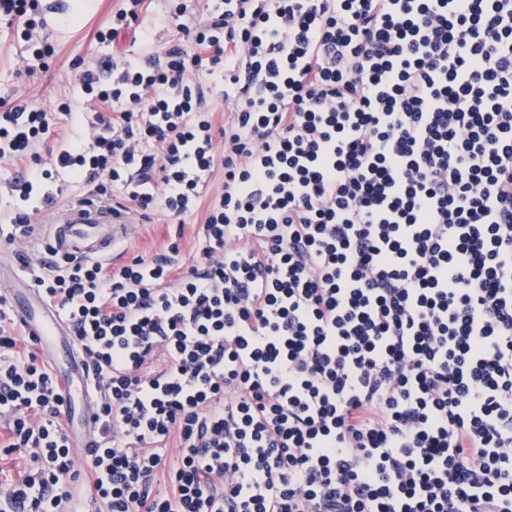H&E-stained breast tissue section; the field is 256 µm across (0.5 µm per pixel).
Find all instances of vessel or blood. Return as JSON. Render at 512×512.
I'll list each match as a JSON object with an SVG mask.
<instances>
[{"label": "vessel or blood", "instance_id": "vessel-or-blood-1", "mask_svg": "<svg viewBox=\"0 0 512 512\" xmlns=\"http://www.w3.org/2000/svg\"><path fill=\"white\" fill-rule=\"evenodd\" d=\"M134 227V220L116 215L111 205L94 200L77 202L53 211L43 232L45 251L52 258L109 259ZM0 287L5 288L10 307L26 334L48 352L61 373L70 421L84 430L79 445L90 446L97 407L95 383L92 371L74 347L69 324L37 289L16 287L10 278L1 280Z\"/></svg>", "mask_w": 512, "mask_h": 512}]
</instances>
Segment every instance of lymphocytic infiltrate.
Listing matches in <instances>:
<instances>
[{"label": "lymphocytic infiltrate", "mask_w": 512, "mask_h": 512, "mask_svg": "<svg viewBox=\"0 0 512 512\" xmlns=\"http://www.w3.org/2000/svg\"><path fill=\"white\" fill-rule=\"evenodd\" d=\"M145 3L98 44H151ZM167 12L176 42L87 68L56 111L0 101V241L63 177L205 212L179 276L175 241L119 267L23 256L101 397L75 450L0 295V450L24 463L0 512H512V0ZM0 19L46 71L41 0Z\"/></svg>", "instance_id": "1"}]
</instances>
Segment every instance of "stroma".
I'll use <instances>...</instances> for the list:
<instances>
[{
  "label": "stroma",
  "instance_id": "35a3bbf8",
  "mask_svg": "<svg viewBox=\"0 0 512 512\" xmlns=\"http://www.w3.org/2000/svg\"><path fill=\"white\" fill-rule=\"evenodd\" d=\"M68 16L76 17L71 26H54L47 33L56 45V55L47 72L27 77L19 74L18 62L21 49L12 43L10 31L0 32V98L19 96L34 99L50 109L72 88L79 73L80 60L99 61L113 53L130 50L136 37L135 30L121 32L111 47L102 48L95 42L98 29L108 26L112 12L119 0H94L91 7H84L82 0H68ZM203 213L186 217L183 224L169 222L159 213L149 214L133 234L120 245V261L137 256L150 258L164 253L171 241H179L181 265L189 267L202 235Z\"/></svg>",
  "mask_w": 512,
  "mask_h": 512
}]
</instances>
